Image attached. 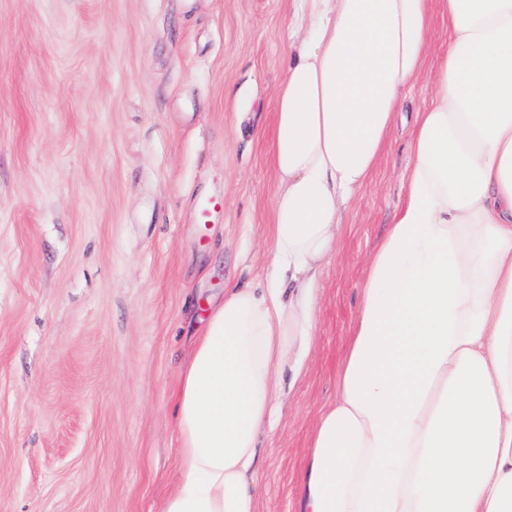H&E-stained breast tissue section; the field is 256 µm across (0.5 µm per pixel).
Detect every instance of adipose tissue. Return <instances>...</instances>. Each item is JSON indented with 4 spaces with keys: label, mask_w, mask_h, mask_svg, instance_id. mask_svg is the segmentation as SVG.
Instances as JSON below:
<instances>
[{
    "label": "adipose tissue",
    "mask_w": 512,
    "mask_h": 512,
    "mask_svg": "<svg viewBox=\"0 0 512 512\" xmlns=\"http://www.w3.org/2000/svg\"><path fill=\"white\" fill-rule=\"evenodd\" d=\"M403 201L368 260L298 512H512V0H296L276 91L272 273L212 303L161 512H257L258 442L304 375L345 216L420 76ZM448 50V24L436 16L435 27L431 37L430 51L425 63L423 74L415 84L414 99L417 105L423 103L431 90V78L436 70L440 57Z\"/></svg>",
    "instance_id": "adipose-tissue-1"
}]
</instances>
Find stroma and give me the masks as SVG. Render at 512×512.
<instances>
[{
	"mask_svg": "<svg viewBox=\"0 0 512 512\" xmlns=\"http://www.w3.org/2000/svg\"><path fill=\"white\" fill-rule=\"evenodd\" d=\"M293 4L0 0V512H161L175 488L202 311L270 272ZM408 141L347 217L309 368L261 438L258 512H295ZM209 196L224 214L197 224Z\"/></svg>",
	"mask_w": 512,
	"mask_h": 512,
	"instance_id": "stroma-1",
	"label": "stroma"
}]
</instances>
